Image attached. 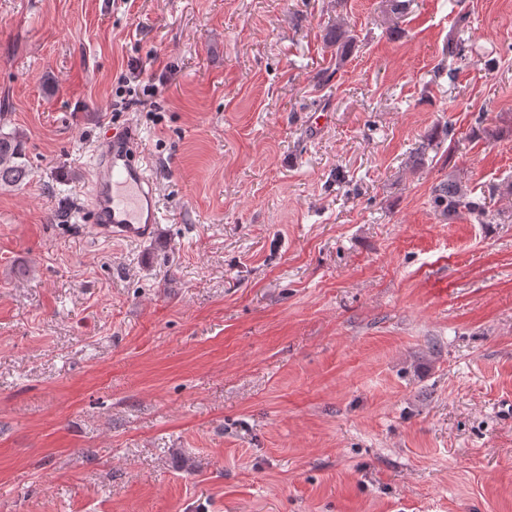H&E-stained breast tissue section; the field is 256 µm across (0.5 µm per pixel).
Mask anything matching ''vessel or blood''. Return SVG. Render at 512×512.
I'll use <instances>...</instances> for the list:
<instances>
[{"instance_id": "obj_1", "label": "vessel or blood", "mask_w": 512, "mask_h": 512, "mask_svg": "<svg viewBox=\"0 0 512 512\" xmlns=\"http://www.w3.org/2000/svg\"><path fill=\"white\" fill-rule=\"evenodd\" d=\"M86 214L96 238L143 242L160 222L157 192L133 128L112 131L95 147Z\"/></svg>"}]
</instances>
